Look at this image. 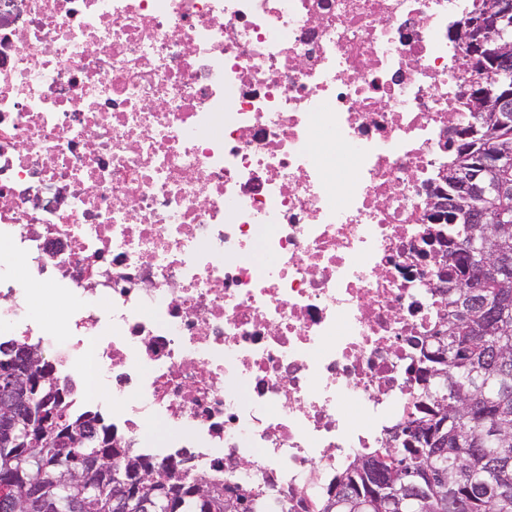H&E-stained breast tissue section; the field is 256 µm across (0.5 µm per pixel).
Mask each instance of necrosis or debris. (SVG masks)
<instances>
[{
  "instance_id": "necrosis-or-debris-1",
  "label": "necrosis or debris",
  "mask_w": 512,
  "mask_h": 512,
  "mask_svg": "<svg viewBox=\"0 0 512 512\" xmlns=\"http://www.w3.org/2000/svg\"><path fill=\"white\" fill-rule=\"evenodd\" d=\"M465 2L0 0V339L111 382L152 464L304 512L412 410L447 312Z\"/></svg>"
}]
</instances>
